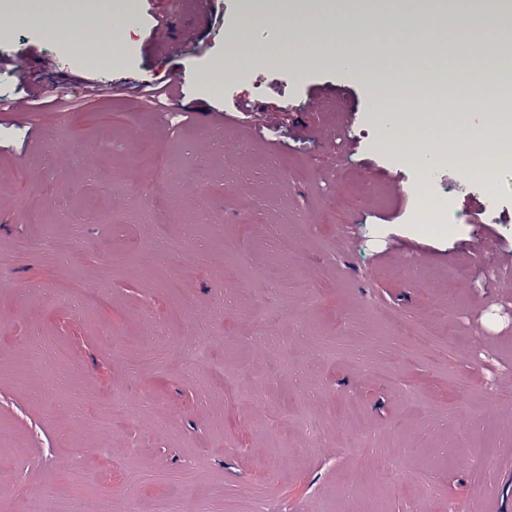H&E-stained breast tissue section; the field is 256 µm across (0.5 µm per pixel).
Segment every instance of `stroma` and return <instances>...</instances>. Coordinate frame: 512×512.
<instances>
[{
  "label": "stroma",
  "mask_w": 512,
  "mask_h": 512,
  "mask_svg": "<svg viewBox=\"0 0 512 512\" xmlns=\"http://www.w3.org/2000/svg\"><path fill=\"white\" fill-rule=\"evenodd\" d=\"M53 2L0 0L26 15L0 52L29 60L0 101H58L0 112V512L33 493L61 512H151L159 495L173 512H512V165L485 183L449 160L420 183L372 119L381 89L407 111L397 79L295 69L262 21L271 62L214 94L201 74L240 0H211L175 53L153 29L193 0H136L130 39L94 68L42 32ZM181 75L163 111L136 93ZM323 90L336 103L310 108ZM421 186L450 200L448 230L411 223ZM160 218L183 247L155 259ZM79 280L104 304L75 309ZM397 319L436 342L408 355ZM213 362L233 389L209 383Z\"/></svg>",
  "instance_id": "obj_1"
}]
</instances>
